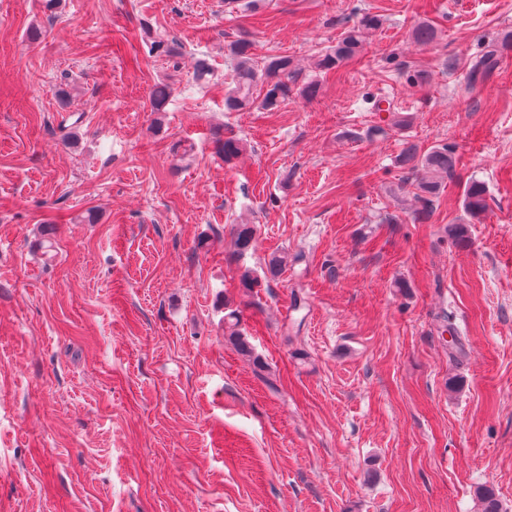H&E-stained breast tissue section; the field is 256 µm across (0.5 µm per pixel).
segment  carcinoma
<instances>
[{"label":"carcinoma","instance_id":"carcinoma-1","mask_svg":"<svg viewBox=\"0 0 512 512\" xmlns=\"http://www.w3.org/2000/svg\"><path fill=\"white\" fill-rule=\"evenodd\" d=\"M380 25L378 16L366 13L359 23L344 31L336 46L327 50L317 60V67L323 70L336 68L342 62L350 61L360 55L363 35L375 30ZM412 37L419 45H429L434 41L435 29L427 23L417 24ZM231 67L233 71L232 87L228 89L225 105L229 111H238L258 105L263 110L273 111L280 107L292 92L291 81L295 80L293 61L286 55L272 56L258 65L253 44L247 39L234 42L229 49ZM496 50L486 51L473 64L469 77L476 81L488 75L496 66ZM262 84V98H253V89ZM224 152V161L230 162L239 157L245 150V143L238 138H227L221 146ZM401 164L413 171L422 172L416 180L415 198L420 203L416 217L420 221L427 220L433 211V198L440 192L455 169L456 160L448 146H435L426 151H420L416 146L408 147L401 158ZM465 208L472 215L482 214L487 209L483 186L478 182L471 183L465 193ZM256 236V226L253 224H238L234 229L236 253L245 255L253 248ZM445 331L451 336L448 344V356L457 360L465 355L464 344L457 336L455 328L448 324ZM224 335L228 337L236 349L244 355L252 353V348L240 328V320L236 312L232 311L224 317ZM479 512H503L498 494L492 487L483 486L476 493Z\"/></svg>","mask_w":512,"mask_h":512}]
</instances>
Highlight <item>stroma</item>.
I'll use <instances>...</instances> for the list:
<instances>
[{
	"label": "stroma",
	"mask_w": 512,
	"mask_h": 512,
	"mask_svg": "<svg viewBox=\"0 0 512 512\" xmlns=\"http://www.w3.org/2000/svg\"><path fill=\"white\" fill-rule=\"evenodd\" d=\"M241 38L317 95L226 111ZM412 144L456 160L422 222ZM485 485L512 512V0H0V512H477ZM380 25V19L377 15L366 13L362 16L359 23L344 31L336 46L327 50L317 60V67L323 70L336 68L342 62L350 61L360 55L363 35L371 30H375ZM224 334L228 337L236 349L244 355H250L252 348L240 326V320L235 311L228 313L224 317Z\"/></svg>",
	"instance_id": "35a3bbf8"
}]
</instances>
